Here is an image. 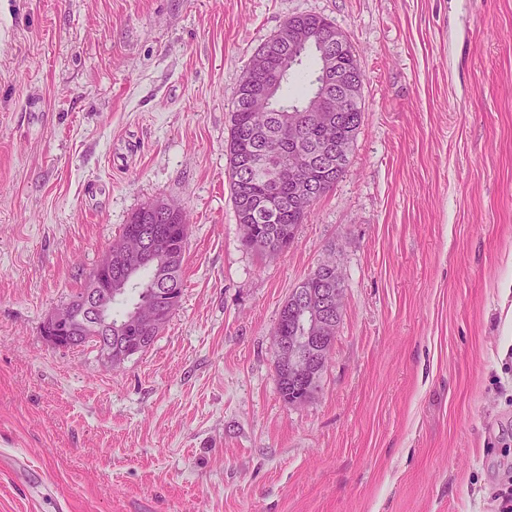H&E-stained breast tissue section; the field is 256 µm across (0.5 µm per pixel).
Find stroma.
<instances>
[{
  "mask_svg": "<svg viewBox=\"0 0 512 512\" xmlns=\"http://www.w3.org/2000/svg\"><path fill=\"white\" fill-rule=\"evenodd\" d=\"M365 79L336 186L242 244L229 113L291 16ZM190 224L178 308L113 367L42 323L134 212ZM317 391L275 331L320 265ZM512 500V0H0V512H499ZM299 303L302 307L308 308L307 331L314 335L304 336V311L290 300L280 311L276 332L280 334L276 336L277 365L278 362L288 364V371L277 366V387L280 397L290 404L313 393L319 387L323 370L313 381L298 383L289 380L288 373L292 378L305 380L323 356L324 352L319 348V342L330 336L329 347L325 349L328 357L336 337V321L327 331L326 329L330 324V318L336 314L337 320L342 314V293L337 290L336 293L331 290H322L317 296L312 293L301 296ZM309 313H313V317ZM324 331H326L325 334L319 336Z\"/></svg>",
  "mask_w": 512,
  "mask_h": 512,
  "instance_id": "35a3bbf8",
  "label": "stroma"
}]
</instances>
